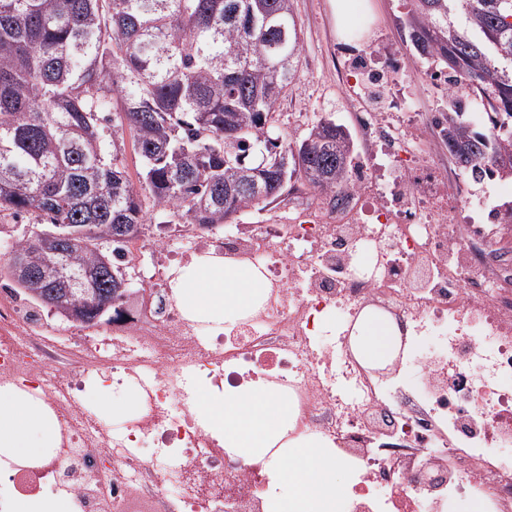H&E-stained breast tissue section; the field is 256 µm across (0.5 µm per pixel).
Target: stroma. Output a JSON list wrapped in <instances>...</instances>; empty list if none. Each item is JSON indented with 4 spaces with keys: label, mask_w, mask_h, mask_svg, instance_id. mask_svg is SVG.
<instances>
[{
    "label": "stroma",
    "mask_w": 512,
    "mask_h": 512,
    "mask_svg": "<svg viewBox=\"0 0 512 512\" xmlns=\"http://www.w3.org/2000/svg\"><path fill=\"white\" fill-rule=\"evenodd\" d=\"M372 21L365 42L342 29L336 17L334 0H294L293 7L302 27V55L295 77L277 108L275 125L285 143L301 141L315 121L333 116L345 125L357 143L358 161H374L381 154V144L369 143L354 115V90L362 75L349 69L352 59L370 61L376 43H384L404 55L403 69L388 73L384 88H368L370 104L383 107L396 95H404L402 120L434 113L439 103L442 84L433 80L428 64L414 52L408 38L407 8L404 0H368ZM459 197L455 219L472 223L475 212L472 199L488 195L499 202L512 203V179L484 181L456 187ZM288 220V201H278L263 208L240 211L233 223L204 232L213 241L235 231L240 224H277Z\"/></svg>",
    "instance_id": "1"
}]
</instances>
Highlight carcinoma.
<instances>
[{"label":"carcinoma","mask_w":512,"mask_h":512,"mask_svg":"<svg viewBox=\"0 0 512 512\" xmlns=\"http://www.w3.org/2000/svg\"><path fill=\"white\" fill-rule=\"evenodd\" d=\"M406 5L413 47L448 72L436 125L449 158L476 182L512 178V0ZM301 33L293 0H0V212L45 217L47 233L70 237V266L86 274L74 312L124 279L146 197L169 224L213 229L298 182L334 197L347 186L356 143L334 118L279 143L274 113ZM476 99L483 123L468 112ZM117 100L111 126L103 113ZM126 132L137 185L121 159ZM15 286L43 307L37 291L53 282Z\"/></svg>","instance_id":"1"}]
</instances>
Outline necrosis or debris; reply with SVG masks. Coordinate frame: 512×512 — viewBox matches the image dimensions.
I'll return each instance as SVG.
<instances>
[{"mask_svg": "<svg viewBox=\"0 0 512 512\" xmlns=\"http://www.w3.org/2000/svg\"><path fill=\"white\" fill-rule=\"evenodd\" d=\"M356 118L387 143L415 139L414 165L383 183L357 166L344 205L303 200L287 223L216 242L269 282L224 331L189 319L162 270L145 286L149 303L108 336L57 340L38 308L0 290V385L37 390L60 440L0 485V512L48 488L76 512H269L262 464L227 453L200 423L197 380L219 392L278 385L296 435L350 458V512H512V211L482 200L481 223H456L424 123L361 103ZM370 305L408 333L407 354L380 374L351 341ZM103 379L113 393L136 390L140 414L102 422L83 387Z\"/></svg>", "mask_w": 512, "mask_h": 512, "instance_id": "4bbe7bcc", "label": "necrosis or debris"}]
</instances>
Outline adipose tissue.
<instances>
[{
    "label": "adipose tissue",
    "instance_id": "adipose-tissue-1",
    "mask_svg": "<svg viewBox=\"0 0 512 512\" xmlns=\"http://www.w3.org/2000/svg\"><path fill=\"white\" fill-rule=\"evenodd\" d=\"M170 284L186 316L219 329L245 318L269 286L259 268L213 251L172 269ZM400 336L396 322L367 312L356 324L354 340L365 362L383 369L398 355ZM57 445L55 417L37 394L11 385L0 387V460L34 462Z\"/></svg>",
    "mask_w": 512,
    "mask_h": 512
}]
</instances>
